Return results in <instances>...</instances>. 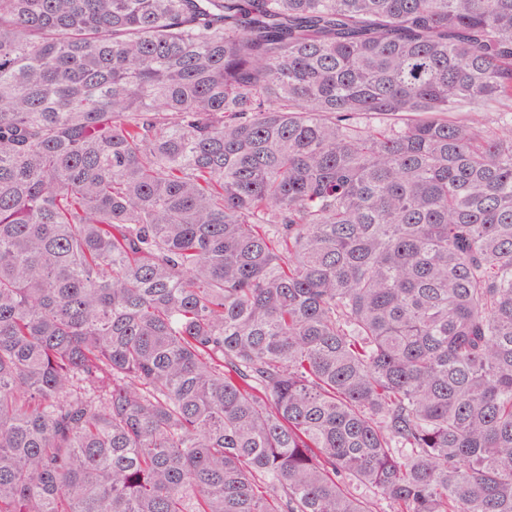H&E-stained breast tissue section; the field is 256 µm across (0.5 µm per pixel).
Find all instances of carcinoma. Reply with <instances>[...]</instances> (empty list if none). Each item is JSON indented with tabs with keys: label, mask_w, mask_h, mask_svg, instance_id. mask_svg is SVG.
<instances>
[{
	"label": "carcinoma",
	"mask_w": 512,
	"mask_h": 512,
	"mask_svg": "<svg viewBox=\"0 0 512 512\" xmlns=\"http://www.w3.org/2000/svg\"><path fill=\"white\" fill-rule=\"evenodd\" d=\"M0 512H512V0H0Z\"/></svg>",
	"instance_id": "1"
}]
</instances>
